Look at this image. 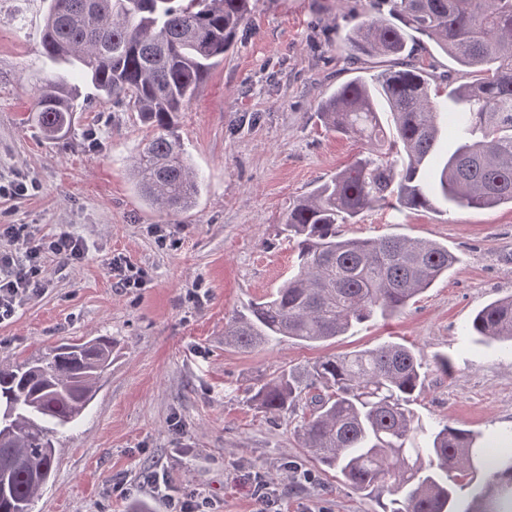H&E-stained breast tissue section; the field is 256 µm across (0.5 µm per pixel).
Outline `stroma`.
I'll list each match as a JSON object with an SVG mask.
<instances>
[{
  "label": "stroma",
  "instance_id": "35a3bbf8",
  "mask_svg": "<svg viewBox=\"0 0 512 512\" xmlns=\"http://www.w3.org/2000/svg\"><path fill=\"white\" fill-rule=\"evenodd\" d=\"M46 0H0V182L36 184L0 200V226L33 237L68 233L78 261L44 260L43 293L0 323V360L44 354L94 336L117 341L112 370L80 423L61 439L55 476L33 512H164L143 481L168 471L172 494L208 496L215 512H253L264 475L281 512H387L381 491H356L297 440L296 415L257 409L249 388L281 369L398 342L427 367L414 410L426 421L490 433L512 425V350L466 330L474 313L512 294V207L405 213L383 208L341 225L348 236L391 234L448 245L461 262L404 313L371 320L311 347L286 340L240 349L224 342L233 312L274 291L297 266L283 218L301 197L350 164L362 142L325 131L320 101L351 76L345 34L385 0H251L237 42L178 116L177 131L202 178L198 204L152 210L129 164L145 131L136 113L80 90L89 107L68 138L42 137L33 92L50 63L41 39ZM166 246H159V239ZM120 258L142 273L124 288ZM448 355L453 370L433 365ZM312 482L290 480L292 468Z\"/></svg>",
  "mask_w": 512,
  "mask_h": 512
}]
</instances>
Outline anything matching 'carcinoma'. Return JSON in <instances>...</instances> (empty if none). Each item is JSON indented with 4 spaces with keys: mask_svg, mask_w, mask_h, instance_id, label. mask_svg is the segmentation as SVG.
Returning <instances> with one entry per match:
<instances>
[{
    "mask_svg": "<svg viewBox=\"0 0 512 512\" xmlns=\"http://www.w3.org/2000/svg\"><path fill=\"white\" fill-rule=\"evenodd\" d=\"M387 3L388 16L368 13L347 35L355 54L383 57L386 68L339 84L316 112L368 151L288 210L297 269L226 320L229 345L343 336L400 313L458 263L434 240L337 229L367 210L512 206V0ZM250 13V0H49L42 48L61 72L36 90V123L47 138H65L68 117L83 109L70 78L91 84L102 102L125 104L150 129L131 171L142 198L167 215L190 209L201 179L176 120ZM425 38L465 80L429 72L419 54ZM450 129L457 144L444 157ZM468 331L512 347V295L478 310ZM115 344L96 336L0 367V408L10 411L0 424V512H32L55 444L94 400ZM424 379L415 354L387 342L324 357L305 382L283 369L254 387L252 400L269 414L302 409L296 435L311 458L358 491L387 493L388 512H512V428L486 437L422 423L412 404ZM480 472L484 484L460 506L458 479Z\"/></svg>",
    "mask_w": 512,
    "mask_h": 512,
    "instance_id": "1",
    "label": "carcinoma"
}]
</instances>
